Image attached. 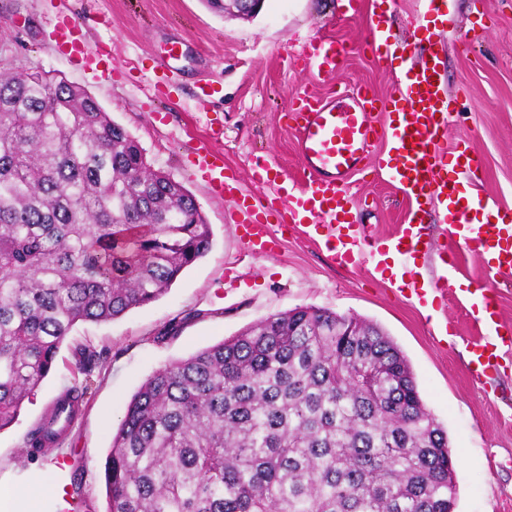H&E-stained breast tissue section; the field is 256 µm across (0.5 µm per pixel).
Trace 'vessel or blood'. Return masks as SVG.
Instances as JSON below:
<instances>
[{
    "instance_id": "b4317fda",
    "label": "vessel or blood",
    "mask_w": 512,
    "mask_h": 512,
    "mask_svg": "<svg viewBox=\"0 0 512 512\" xmlns=\"http://www.w3.org/2000/svg\"><path fill=\"white\" fill-rule=\"evenodd\" d=\"M371 47L381 53L394 42L388 15H378L370 35ZM56 41L65 51L78 52L84 65L98 60V53L84 50L79 26L64 20ZM302 56L317 76L338 70L343 50L336 43L310 41ZM437 65L421 62L399 73V94L378 101L366 87L349 92L330 90L323 95L302 92L293 98L289 113L294 121L298 156L304 174L295 188L280 185L279 176L265 163L255 162L254 176L274 190L265 196L237 192L236 179L224 167V155L213 147L221 131H211L210 145L197 149L195 174L218 199L232 197L241 216L239 237L252 255H275L282 235L299 229L310 242L325 247L332 263L357 267L371 263L377 275H384L390 253L404 256L400 292L418 303L429 297L446 298L448 275L424 282L417 259L426 246L425 226L419 209L439 205L440 219L455 244L477 256L488 273L512 277V225L474 224L467 218L470 199L461 183L448 175V152L443 142L450 111L448 96L436 84ZM385 173L414 205L405 224L395 235L380 238L367 227L355 224V202L348 181L356 175ZM495 298L484 291L471 299L475 319L482 332L466 341L468 367L474 381L497 371L501 360L512 355V332L496 328Z\"/></svg>"
}]
</instances>
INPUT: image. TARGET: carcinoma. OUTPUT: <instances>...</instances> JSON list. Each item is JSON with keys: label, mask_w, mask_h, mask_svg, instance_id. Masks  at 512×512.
<instances>
[{"label": "carcinoma", "mask_w": 512, "mask_h": 512, "mask_svg": "<svg viewBox=\"0 0 512 512\" xmlns=\"http://www.w3.org/2000/svg\"><path fill=\"white\" fill-rule=\"evenodd\" d=\"M182 183L86 90L0 70V430L83 322L159 300L210 251ZM101 355L27 434L62 445ZM106 512H454L447 432L393 340L297 307L147 378L104 465Z\"/></svg>", "instance_id": "obj_1"}]
</instances>
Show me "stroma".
Instances as JSON below:
<instances>
[{"label": "stroma", "mask_w": 512, "mask_h": 512, "mask_svg": "<svg viewBox=\"0 0 512 512\" xmlns=\"http://www.w3.org/2000/svg\"><path fill=\"white\" fill-rule=\"evenodd\" d=\"M442 15L422 0H388L398 56L378 61L369 46L371 17L338 0H265L252 19L222 16L205 0H0V68H33L87 90L144 149L153 168L181 182L213 231L210 252L158 301L108 323L78 324L54 371L18 418L0 430V487L26 490L29 475L73 492L92 512H105L104 463L127 404L158 368L234 336L270 315L314 306L380 327L410 362L421 397L448 433L455 464V512H512V375L480 389L468 376L462 345L474 333L473 311L455 298L428 306L401 297L371 266L331 263L324 247L295 230L277 255L244 252L232 201L212 198L192 174L188 156L205 142L209 120L224 124L217 147L239 186L262 193L254 159L299 177L297 141L287 115L291 99L319 89L298 52L315 38L346 50L338 85L364 83L383 98L396 95L402 61L438 57L453 112L449 145L467 143L480 163L472 195L512 209V0H446ZM81 26L87 47L108 54L112 68L93 72L59 51L63 19ZM178 46L162 93L154 84L168 50ZM215 87L209 97L203 86ZM357 223L379 236L405 223L410 202L387 177H355ZM459 288L495 294L500 321L512 327V283L486 273L478 258L458 253ZM447 322L449 336L433 329ZM103 359L63 448L27 458L28 432L62 393L80 346Z\"/></svg>", "instance_id": "35a3bbf8"}]
</instances>
